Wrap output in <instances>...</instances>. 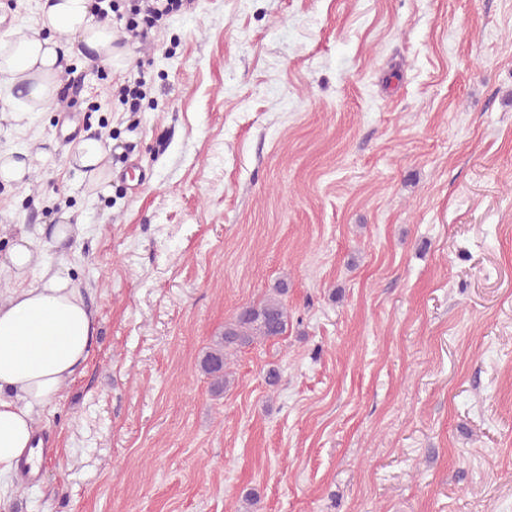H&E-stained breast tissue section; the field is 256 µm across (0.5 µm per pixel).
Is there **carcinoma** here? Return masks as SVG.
I'll use <instances>...</instances> for the list:
<instances>
[{"label":"carcinoma","instance_id":"1","mask_svg":"<svg viewBox=\"0 0 512 512\" xmlns=\"http://www.w3.org/2000/svg\"><path fill=\"white\" fill-rule=\"evenodd\" d=\"M287 328L288 310L276 296L241 308L235 318L224 325V332L200 361L201 371L210 379L213 394H223L233 382L226 370L231 355L258 341L275 340L283 336Z\"/></svg>","mask_w":512,"mask_h":512}]
</instances>
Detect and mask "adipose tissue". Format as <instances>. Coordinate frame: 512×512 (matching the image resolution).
<instances>
[{
  "label": "adipose tissue",
  "mask_w": 512,
  "mask_h": 512,
  "mask_svg": "<svg viewBox=\"0 0 512 512\" xmlns=\"http://www.w3.org/2000/svg\"><path fill=\"white\" fill-rule=\"evenodd\" d=\"M43 19L101 63H111L114 37L108 27L90 23L88 0H44ZM58 60L56 43L37 31L0 43V73L25 83L37 105L50 96ZM95 336L94 315L63 272L14 289L0 302V476L17 471L36 441L35 410L57 398L86 361Z\"/></svg>",
  "instance_id": "adipose-tissue-1"
}]
</instances>
